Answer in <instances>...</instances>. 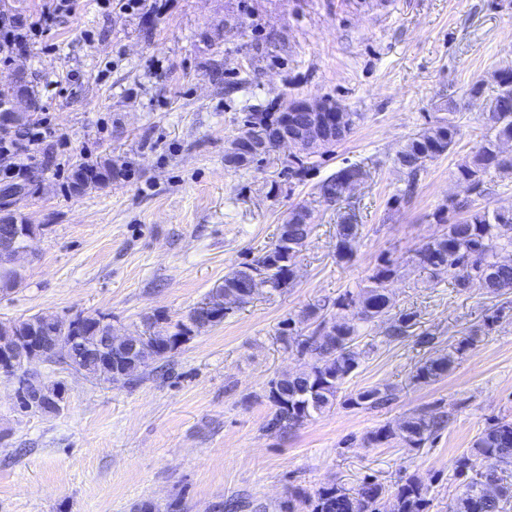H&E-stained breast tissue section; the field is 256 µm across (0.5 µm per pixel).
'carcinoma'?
<instances>
[{
  "mask_svg": "<svg viewBox=\"0 0 512 512\" xmlns=\"http://www.w3.org/2000/svg\"><path fill=\"white\" fill-rule=\"evenodd\" d=\"M497 90L480 114L486 134L475 149L458 160L454 175L464 185L467 193L481 196L486 185L496 178L512 175V153L500 150L504 141L512 142V67L499 69L492 75ZM445 116H436L420 131L410 136L396 155L398 165L406 171L407 182L388 200L398 204L412 196L418 176L428 163L452 153L461 136V125L456 121L458 104L448 99ZM285 112H247L243 119L244 131L235 140L237 148L232 162L243 164L254 160L250 143L258 141L273 131L292 130L286 123ZM314 166L307 156H300L288 164L291 177L301 181ZM341 171L327 177L318 186V194L327 205L343 201ZM122 175V170L106 161L97 167L79 164L73 169L71 189L84 192L90 186L105 187L112 178ZM288 223L281 225L278 236L261 249L251 260L241 263L224 275V293L240 291L239 285L248 272L258 271L269 282V289L278 292L293 284L294 270L290 260L281 251V242L287 240L303 248L315 229V216L304 205L293 207ZM435 223L442 226L440 234L429 238L417 250L413 262L426 270L436 282L451 281L460 290L478 282L487 292L496 294L512 289V263L500 261V255L512 250V210H489L473 200L453 199L439 207L433 214ZM362 239L361 225L346 218L336 225L335 255L339 262L350 260ZM399 272V265L386 259L378 264L368 278V285L358 292H347L332 304L317 301L308 305L300 314L299 322L314 325L310 334L287 343L297 356L307 360L306 368L296 373H283L269 382L267 398L273 407L267 427L286 432L302 425L336 405L342 386L358 368L362 351L357 340L365 325L388 315L392 297L387 283ZM19 269L0 262V291L13 286ZM338 312H333V309ZM348 314L342 315L340 311ZM107 315L95 313L78 316L81 324L77 335L86 344L94 345L98 337L106 334ZM204 315L195 309L176 323L155 315L154 337L142 348L139 362L143 367L162 360L182 341L195 333V322ZM296 320L283 323L282 335H293ZM469 337L452 350L420 363L414 375L419 383H431L446 375L454 366ZM396 398L395 389L389 385L359 390L349 395L346 402L357 408L376 409ZM449 423L445 412L420 411L395 425L385 424L362 438V446L399 443L417 450L434 440ZM494 456L499 472L512 478V419L497 418L487 424L472 447L453 462V477L460 482L461 490L451 506V512H505L506 502L512 500V481L500 483L501 493L484 495L477 492L481 469L478 460ZM428 486L422 479L409 474L400 479L394 488L379 482L364 481L351 491L337 485L321 487L314 491L301 489L280 505L281 512H380V502L393 497L395 512H428L430 499Z\"/></svg>",
  "mask_w": 512,
  "mask_h": 512,
  "instance_id": "obj_1",
  "label": "carcinoma"
}]
</instances>
